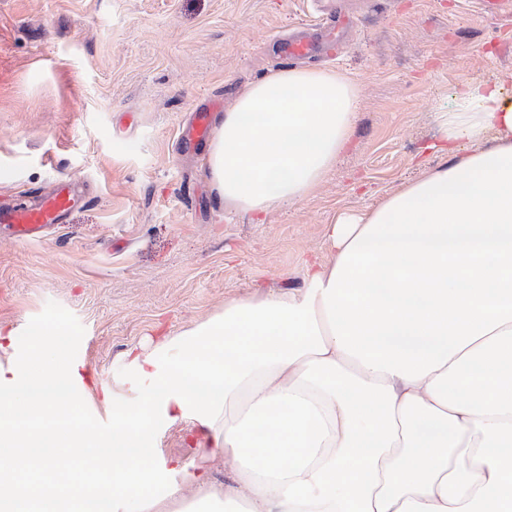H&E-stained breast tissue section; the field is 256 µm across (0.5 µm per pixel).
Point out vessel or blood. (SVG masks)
I'll list each match as a JSON object with an SVG mask.
<instances>
[{"instance_id": "1", "label": "vessel or blood", "mask_w": 512, "mask_h": 512, "mask_svg": "<svg viewBox=\"0 0 512 512\" xmlns=\"http://www.w3.org/2000/svg\"><path fill=\"white\" fill-rule=\"evenodd\" d=\"M318 17L311 28L314 37L277 38L275 44L280 61L294 64L313 57L335 59L340 43L355 28L353 16L337 9L334 0H318ZM220 101H212L196 109L189 127L181 136L185 148L202 146L211 136L212 114L220 109ZM68 177H59L55 189L32 203L4 204L0 202V224L9 225L13 237L20 240L42 238L47 226L60 223L74 204Z\"/></svg>"}]
</instances>
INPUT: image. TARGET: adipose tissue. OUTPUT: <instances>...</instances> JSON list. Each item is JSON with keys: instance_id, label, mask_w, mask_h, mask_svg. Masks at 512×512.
<instances>
[{"instance_id": "ef3b65f1", "label": "adipose tissue", "mask_w": 512, "mask_h": 512, "mask_svg": "<svg viewBox=\"0 0 512 512\" xmlns=\"http://www.w3.org/2000/svg\"><path fill=\"white\" fill-rule=\"evenodd\" d=\"M357 106L341 72L251 83L204 159L219 201L260 219L312 195ZM430 149L443 164L324 225L303 287L130 347L141 388L85 381L43 329L17 361L0 329V512H512V99L454 88ZM187 420L190 459L162 458Z\"/></svg>"}]
</instances>
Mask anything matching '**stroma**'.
I'll return each instance as SVG.
<instances>
[{
	"instance_id": "1",
	"label": "stroma",
	"mask_w": 512,
	"mask_h": 512,
	"mask_svg": "<svg viewBox=\"0 0 512 512\" xmlns=\"http://www.w3.org/2000/svg\"><path fill=\"white\" fill-rule=\"evenodd\" d=\"M358 31L327 69L359 101L350 140L313 196L263 223L224 208L177 137L206 97L232 107L278 69L267 39L312 22L308 0H0V197L62 175L84 192L32 241L0 230V329L24 357L37 326L60 332L84 377L139 385L124 352L223 308L225 296L299 288L325 256L324 225L371 208L427 154L456 86L512 96V13L476 0H346Z\"/></svg>"
}]
</instances>
